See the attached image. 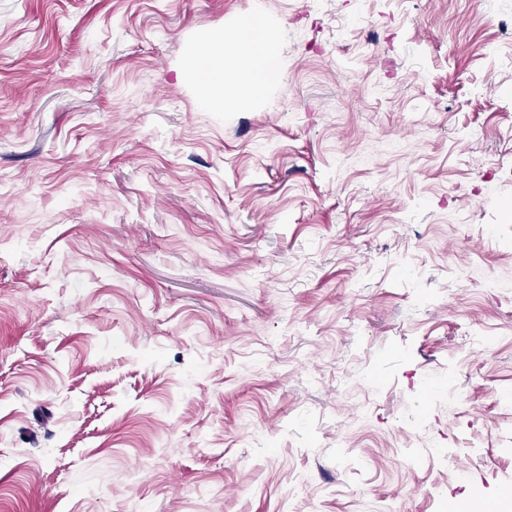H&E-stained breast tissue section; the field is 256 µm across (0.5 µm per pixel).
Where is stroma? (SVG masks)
Returning a JSON list of instances; mask_svg holds the SVG:
<instances>
[{
    "label": "stroma",
    "mask_w": 512,
    "mask_h": 512,
    "mask_svg": "<svg viewBox=\"0 0 512 512\" xmlns=\"http://www.w3.org/2000/svg\"><path fill=\"white\" fill-rule=\"evenodd\" d=\"M509 14L0 0V512H512ZM226 39L224 34L212 36L198 50L199 59L211 64L209 79L202 86L207 104L224 101L226 95L240 98L257 95L279 77V62L271 32L255 16L243 20L232 36L236 62L233 72L226 65Z\"/></svg>",
    "instance_id": "1"
}]
</instances>
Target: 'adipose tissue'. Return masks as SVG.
Returning a JSON list of instances; mask_svg holds the SVG:
<instances>
[{
    "label": "adipose tissue",
    "instance_id": "adipose-tissue-1",
    "mask_svg": "<svg viewBox=\"0 0 512 512\" xmlns=\"http://www.w3.org/2000/svg\"><path fill=\"white\" fill-rule=\"evenodd\" d=\"M198 54L211 65L202 88L208 103L223 100L227 95L240 98L257 95L279 77L271 32L253 16L239 24L232 38L211 37L200 46ZM230 57L236 62L232 70L226 65Z\"/></svg>",
    "mask_w": 512,
    "mask_h": 512
}]
</instances>
